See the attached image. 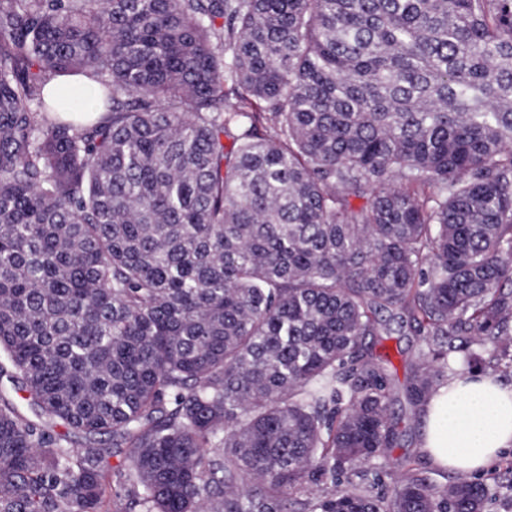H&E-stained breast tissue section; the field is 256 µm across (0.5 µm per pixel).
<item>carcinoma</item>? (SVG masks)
I'll use <instances>...</instances> for the list:
<instances>
[{
  "instance_id": "carcinoma-1",
  "label": "carcinoma",
  "mask_w": 512,
  "mask_h": 512,
  "mask_svg": "<svg viewBox=\"0 0 512 512\" xmlns=\"http://www.w3.org/2000/svg\"><path fill=\"white\" fill-rule=\"evenodd\" d=\"M385 313L512 372V0H0V512H487ZM384 351L389 354L392 364L390 371L398 389L402 388L405 376L409 371V364L415 360L418 350L421 348L419 336H399L394 333L383 340ZM401 350L403 352H401Z\"/></svg>"
}]
</instances>
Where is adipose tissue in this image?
Instances as JSON below:
<instances>
[{
  "label": "adipose tissue",
  "instance_id": "ef3b65f1",
  "mask_svg": "<svg viewBox=\"0 0 512 512\" xmlns=\"http://www.w3.org/2000/svg\"><path fill=\"white\" fill-rule=\"evenodd\" d=\"M512 447V388L476 373L449 380L423 415L422 452L429 464L479 474Z\"/></svg>",
  "mask_w": 512,
  "mask_h": 512
}]
</instances>
